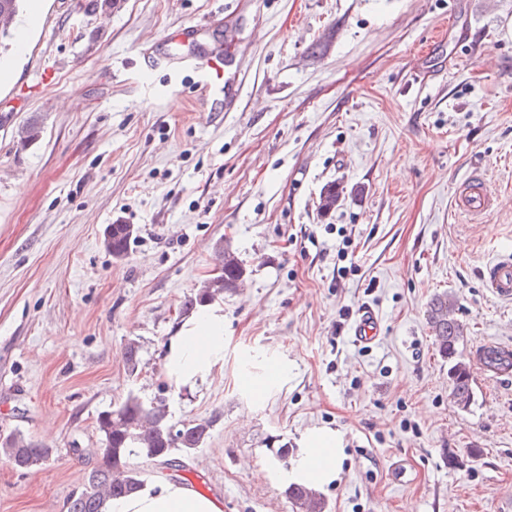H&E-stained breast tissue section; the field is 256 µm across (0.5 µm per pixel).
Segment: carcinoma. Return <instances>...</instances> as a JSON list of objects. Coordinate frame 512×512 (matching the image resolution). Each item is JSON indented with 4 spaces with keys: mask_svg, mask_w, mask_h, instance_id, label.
<instances>
[{
    "mask_svg": "<svg viewBox=\"0 0 512 512\" xmlns=\"http://www.w3.org/2000/svg\"><path fill=\"white\" fill-rule=\"evenodd\" d=\"M19 14L20 0H0V57L9 52L10 23ZM341 195L339 185H327L319 196V211L327 214L335 209ZM134 233L130 224H112L106 231L104 244L113 257L122 259ZM219 257L222 260L220 274L200 288L196 297L184 302L183 312L238 288L243 281L245 268L235 253L221 247ZM427 319L439 353L448 359L454 403L467 407L473 398V377L464 358V328L455 317L453 299L446 293L434 296L428 306ZM212 424L211 420H190L183 423L179 434L174 436L168 432L171 424L164 405L147 407L134 397L101 412L97 429L109 455L88 472L83 488L69 501V512H102L106 499L120 498L143 484L140 471L130 465L131 456L166 464L176 452L186 456L200 448L210 436ZM0 457L19 470H30L46 461L49 449L20 435H9L0 439ZM287 496L296 512H324V501L305 486L296 483L288 486Z\"/></svg>",
    "mask_w": 512,
    "mask_h": 512,
    "instance_id": "carcinoma-1",
    "label": "carcinoma"
}]
</instances>
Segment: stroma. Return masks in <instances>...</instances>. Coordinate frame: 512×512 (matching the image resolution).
I'll list each match as a JSON object with an SVG mask.
<instances>
[{"label":"stroma","mask_w":512,"mask_h":512,"mask_svg":"<svg viewBox=\"0 0 512 512\" xmlns=\"http://www.w3.org/2000/svg\"><path fill=\"white\" fill-rule=\"evenodd\" d=\"M20 20L29 49L0 89V435L52 455L0 460V512H67L99 413L130 397L175 426L213 420L178 465L130 463L222 512H293L275 450L314 426L344 449L325 512H512V372L475 375L458 409L427 323L445 292L466 355L512 345V301L480 279L512 249V0H42ZM195 24L198 44L180 40ZM148 40L175 61L224 44V88L143 75ZM476 179L494 198L480 216L455 207ZM117 223L135 228L120 260ZM219 245L246 270L218 300L224 365L179 387L166 344ZM364 308L381 322L366 346ZM247 353L286 362V383L253 397ZM134 233L135 229L130 224H111L106 231L104 244L113 257L122 259L127 254ZM380 328L377 315L371 310H362L353 327L354 342L368 344L376 340ZM49 448L21 435H9L0 440V456L16 469L30 470L42 465L49 457Z\"/></svg>","instance_id":"stroma-1"}]
</instances>
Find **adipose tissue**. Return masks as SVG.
<instances>
[{"label": "adipose tissue", "instance_id": "obj_1", "mask_svg": "<svg viewBox=\"0 0 512 512\" xmlns=\"http://www.w3.org/2000/svg\"><path fill=\"white\" fill-rule=\"evenodd\" d=\"M224 364V310L211 305L184 321L170 336L162 373L180 387H194ZM343 455L340 435L327 427L309 429L302 449L281 477L321 489L336 481ZM103 512H221L217 500L177 481L147 483L120 499L107 500Z\"/></svg>", "mask_w": 512, "mask_h": 512}]
</instances>
